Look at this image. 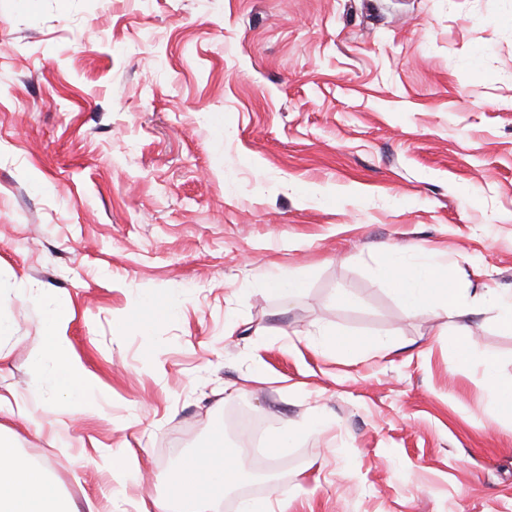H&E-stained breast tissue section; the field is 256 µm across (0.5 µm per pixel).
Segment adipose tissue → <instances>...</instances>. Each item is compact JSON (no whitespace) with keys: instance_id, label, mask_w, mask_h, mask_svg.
Segmentation results:
<instances>
[{"instance_id":"1","label":"adipose tissue","mask_w":512,"mask_h":512,"mask_svg":"<svg viewBox=\"0 0 512 512\" xmlns=\"http://www.w3.org/2000/svg\"><path fill=\"white\" fill-rule=\"evenodd\" d=\"M385 278L408 310L428 304L454 322L456 338L449 346L453 358L480 369L492 387L489 408L493 413L511 415L512 382L500 379L492 356H474L464 320L490 307L497 310L500 325L512 330V297L472 295L452 280L446 267L433 261L404 272L388 268ZM62 317L61 310L48 312L46 343L38 347L36 356L39 363L50 366L57 389L77 399V406L66 414L73 421L93 409L94 389L90 377L71 359L65 339L58 334ZM239 454V449L225 448L224 432L216 430L209 444L170 473L168 493L154 499L153 512H212L219 500L243 482ZM0 512H76L72 502L57 494L47 465L21 454L10 434H0Z\"/></svg>"}]
</instances>
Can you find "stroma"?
<instances>
[{
    "instance_id": "obj_1",
    "label": "stroma",
    "mask_w": 512,
    "mask_h": 512,
    "mask_svg": "<svg viewBox=\"0 0 512 512\" xmlns=\"http://www.w3.org/2000/svg\"><path fill=\"white\" fill-rule=\"evenodd\" d=\"M430 255L512 293V0H0V393L62 496L137 512L220 425L282 512H512V417L381 272ZM53 309L100 395L75 422L35 358ZM467 325L512 380V332ZM101 447L141 478L78 465ZM265 288L270 293L276 294L281 298H290L297 297L303 293L304 281L298 277H290L288 276V282L282 280L278 276H270L266 280ZM321 336V342L324 345L348 355L358 354L364 351L382 353L390 349L386 342L368 341L356 336L338 334L336 331H325ZM325 426V422L319 418L311 421L310 423L297 427L293 424L286 422L280 433L276 434L269 439L268 447L274 450H280L283 448L290 447V441L296 438L304 431H310L312 429H319Z\"/></svg>"
}]
</instances>
